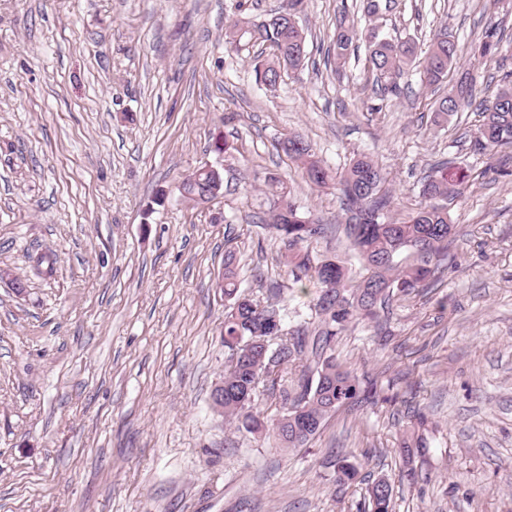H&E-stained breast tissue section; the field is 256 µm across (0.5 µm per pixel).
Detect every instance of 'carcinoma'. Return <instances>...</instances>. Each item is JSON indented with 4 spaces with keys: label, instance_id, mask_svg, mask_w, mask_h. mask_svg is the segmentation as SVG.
<instances>
[{
    "label": "carcinoma",
    "instance_id": "carcinoma-1",
    "mask_svg": "<svg viewBox=\"0 0 512 512\" xmlns=\"http://www.w3.org/2000/svg\"><path fill=\"white\" fill-rule=\"evenodd\" d=\"M306 0H287L288 7L274 13L260 25L229 22L230 44H261L269 49L270 61L255 64L256 81L274 90L282 80V72L302 70L306 62V35L297 21ZM394 0H364V13L377 18L392 9ZM366 42V62L375 77L381 100L399 94L398 78L406 67L418 63L421 81L427 88L438 87L448 77V69L457 61L456 44L446 32L434 36L422 59H417L415 46L409 41H392L379 36L376 29L359 32L347 8L336 14V27L330 42L336 66L346 64L360 39ZM504 48L503 35L496 26L486 28L478 45V53L487 56ZM472 97V84L465 78L441 95L435 102L433 122L444 126L461 111ZM478 124L473 132L478 150L512 144V80L503 84L494 98L479 105ZM288 156L299 163L304 175L322 187L336 181L345 211L344 234L366 274L351 277L345 262L336 255L315 257L307 244L327 236L331 226L304 216L288 198L279 193L277 207L269 219L281 243L279 262L293 276L316 282L319 293L313 304L319 316V328L313 340L310 357L302 359L307 347L303 328L288 331L281 309L261 303L241 292L234 255L224 257V351L227 353L224 375V402H214L224 421L255 433L271 430L283 448L307 445L321 430L327 416L343 406H354L371 397L373 388L354 371L336 362L331 343L346 326L357 320L377 321L389 318L394 298L416 295L430 285L435 274L451 257L453 224L448 207L438 204L461 195L469 183L462 168L448 166L442 159L431 165L422 180L424 201L399 221L391 214V195L384 188L385 177L366 156L354 159L340 175L314 158L310 145L294 136L286 141ZM210 188V174L200 169L179 186L187 200ZM41 273H55L57 256L51 251L30 254ZM298 376L297 388L288 390V379ZM280 400L279 416L270 425L253 413L258 387ZM336 483L345 485L356 478L357 469L344 458L336 462ZM370 512H393L392 486L385 480L374 482L369 491Z\"/></svg>",
    "mask_w": 512,
    "mask_h": 512
}]
</instances>
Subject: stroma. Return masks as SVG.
Wrapping results in <instances>:
<instances>
[{"mask_svg": "<svg viewBox=\"0 0 512 512\" xmlns=\"http://www.w3.org/2000/svg\"><path fill=\"white\" fill-rule=\"evenodd\" d=\"M283 2L0 0V512H366L381 478L393 512H512V146L476 150L471 107L435 127L418 67L384 105L365 47L326 63L340 5L369 28L363 0H307V65L260 86L258 48L236 52L227 23ZM491 25L512 38V0H397L379 31L423 51L447 29L448 79L469 76L479 102L512 73V57L472 52ZM294 134L334 170L371 157L401 218L436 160L472 178L449 204L454 263L390 321L332 343L379 402L278 448L226 424L211 393L225 253L287 328L318 329L316 287L294 282L261 222L270 175L300 211L342 214L335 187L306 183L283 151ZM219 136L229 152H214ZM204 166L222 194L185 201L180 183ZM41 251L57 254L54 276L32 268ZM406 438L425 452L404 458ZM340 454L359 470L343 486Z\"/></svg>", "mask_w": 512, "mask_h": 512, "instance_id": "obj_1", "label": "stroma"}]
</instances>
